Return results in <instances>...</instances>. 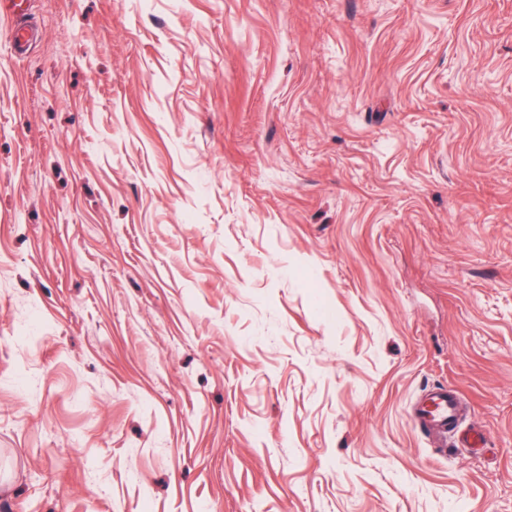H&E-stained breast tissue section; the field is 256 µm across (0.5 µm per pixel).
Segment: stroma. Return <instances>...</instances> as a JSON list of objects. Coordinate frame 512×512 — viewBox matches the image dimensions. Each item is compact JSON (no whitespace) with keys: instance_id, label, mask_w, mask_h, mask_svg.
Wrapping results in <instances>:
<instances>
[{"instance_id":"1","label":"stroma","mask_w":512,"mask_h":512,"mask_svg":"<svg viewBox=\"0 0 512 512\" xmlns=\"http://www.w3.org/2000/svg\"><path fill=\"white\" fill-rule=\"evenodd\" d=\"M0 512H512V0H0ZM426 399L427 403L417 411L414 419L424 429L440 435L443 443H448V431L452 436L460 419V398L447 388L437 387ZM448 425L453 427L448 430Z\"/></svg>"}]
</instances>
